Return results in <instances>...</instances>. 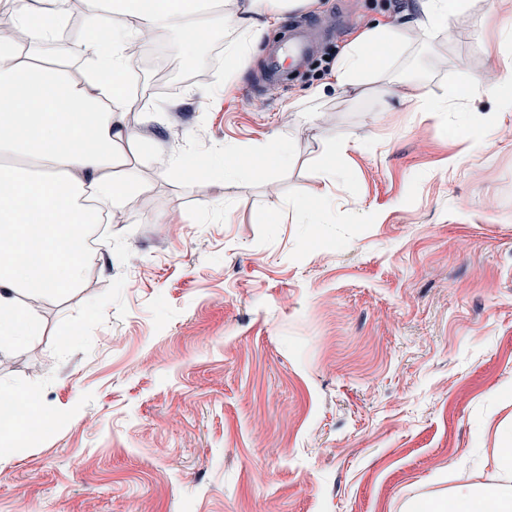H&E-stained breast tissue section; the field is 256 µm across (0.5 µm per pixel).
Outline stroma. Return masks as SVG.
I'll use <instances>...</instances> for the list:
<instances>
[{"label": "stroma", "mask_w": 512, "mask_h": 512, "mask_svg": "<svg viewBox=\"0 0 512 512\" xmlns=\"http://www.w3.org/2000/svg\"><path fill=\"white\" fill-rule=\"evenodd\" d=\"M224 11L197 57L152 35L200 75L164 88L138 60L143 191L82 287L41 303L38 336L0 350V386L42 412L0 463V512H406L492 481L512 424V112L467 86L512 72V0H467L447 31L419 0H318L286 14L320 31L303 74L267 71L281 24L232 82ZM378 24L401 28L398 55L337 88V57ZM274 141L287 165L256 175L165 174L179 150Z\"/></svg>", "instance_id": "stroma-1"}]
</instances>
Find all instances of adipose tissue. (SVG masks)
<instances>
[{"label": "adipose tissue", "instance_id": "adipose-tissue-1", "mask_svg": "<svg viewBox=\"0 0 512 512\" xmlns=\"http://www.w3.org/2000/svg\"><path fill=\"white\" fill-rule=\"evenodd\" d=\"M13 0L14 31L0 33V347L37 335L38 305L82 285L99 256L72 254L61 239L84 235L101 210L123 211L141 186L123 151L135 139L126 122L135 100L125 90L134 50L160 30L183 35L196 52L224 24L223 0H85L78 48L107 82L79 77L62 59L60 31L69 0ZM262 23L242 0L235 18L243 40L233 59L246 56L263 33L311 0H265ZM401 31L378 25L363 31L336 60L337 87L361 86L373 72L370 51L394 56ZM490 462L491 489L460 482L440 505L413 500L408 512H512V427L502 426Z\"/></svg>", "mask_w": 512, "mask_h": 512}]
</instances>
